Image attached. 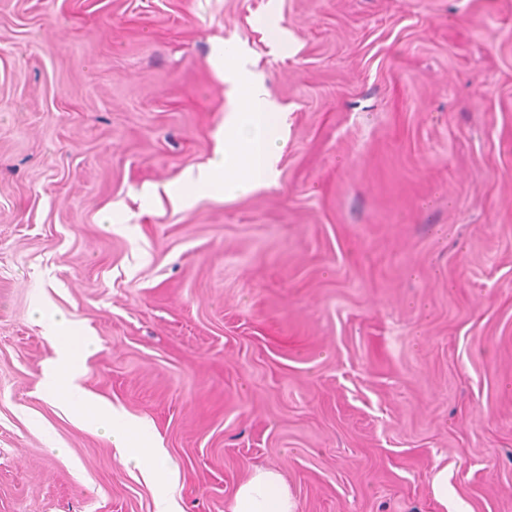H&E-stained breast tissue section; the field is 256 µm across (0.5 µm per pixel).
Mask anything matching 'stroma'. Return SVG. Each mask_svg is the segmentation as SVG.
Listing matches in <instances>:
<instances>
[{"label":"stroma","mask_w":512,"mask_h":512,"mask_svg":"<svg viewBox=\"0 0 512 512\" xmlns=\"http://www.w3.org/2000/svg\"><path fill=\"white\" fill-rule=\"evenodd\" d=\"M231 44L286 124L227 196ZM57 314L180 512H512V0H0V512H156ZM58 338H66L69 342H63L56 347L55 357L43 367L41 378L43 393L47 396H55L58 392L60 376L62 373L68 372L71 374L67 392L69 400L76 407L81 406L86 413L91 405L85 401V395L74 383L73 375L76 373V363L85 351L87 344L82 338L74 336H58ZM93 420L112 432V444L122 457L143 470L147 485L153 490H162L158 498V512H179L175 498L174 474L168 466L164 450L158 441L148 433L144 424L134 420H119L117 413L94 410ZM112 419V422H111ZM146 435L140 441L136 452H131V438ZM296 503L280 473L256 468L238 484L230 512H295Z\"/></svg>","instance_id":"stroma-1"}]
</instances>
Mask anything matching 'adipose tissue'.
I'll use <instances>...</instances> for the list:
<instances>
[{
	"label": "adipose tissue",
	"mask_w": 512,
	"mask_h": 512,
	"mask_svg": "<svg viewBox=\"0 0 512 512\" xmlns=\"http://www.w3.org/2000/svg\"><path fill=\"white\" fill-rule=\"evenodd\" d=\"M231 86L243 90L246 105L230 113L224 122V145L216 155L210 173L201 182L211 186L216 175H223L224 187L230 191L268 186L275 181L276 159L272 151L283 124V114L268 100L258 99L253 92V76L244 68L227 72ZM86 349L81 338H70L55 350V356L43 368L42 390L53 396L58 392L62 373L74 372L78 359ZM96 424L109 428L112 443L123 458L142 469L145 480L159 490L158 512H179L175 498L174 474L168 466L158 441L147 436L144 424L118 419L116 412L95 411ZM231 512H296V503L280 473L257 468L238 484Z\"/></svg>",
	"instance_id": "adipose-tissue-1"
}]
</instances>
